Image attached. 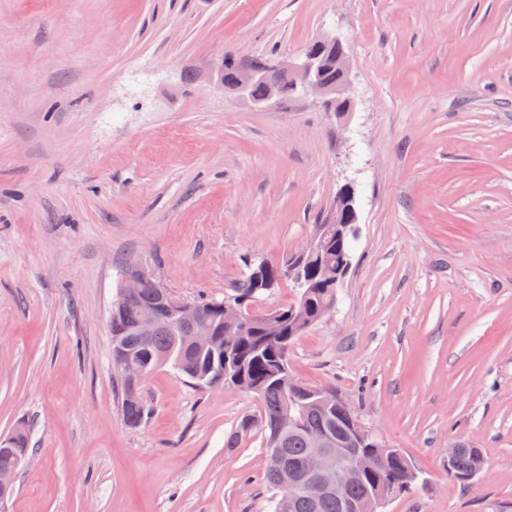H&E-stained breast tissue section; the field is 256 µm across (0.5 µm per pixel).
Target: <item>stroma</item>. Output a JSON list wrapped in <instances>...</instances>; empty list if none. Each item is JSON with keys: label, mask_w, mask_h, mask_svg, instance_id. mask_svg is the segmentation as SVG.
Returning <instances> with one entry per match:
<instances>
[{"label": "stroma", "mask_w": 512, "mask_h": 512, "mask_svg": "<svg viewBox=\"0 0 512 512\" xmlns=\"http://www.w3.org/2000/svg\"><path fill=\"white\" fill-rule=\"evenodd\" d=\"M339 36L353 110L206 89L224 54ZM335 308L292 344L420 479L384 512L512 506V0H0V512H269L259 401L161 368L126 424L109 315L128 261L187 301L302 247L343 185ZM481 450L469 486L448 450ZM14 441L15 435L0 437V498L11 493L17 470L23 469L29 460V455H23L30 454L31 451L28 432L23 429L22 433L16 435L13 445Z\"/></svg>", "instance_id": "35a3bbf8"}]
</instances>
